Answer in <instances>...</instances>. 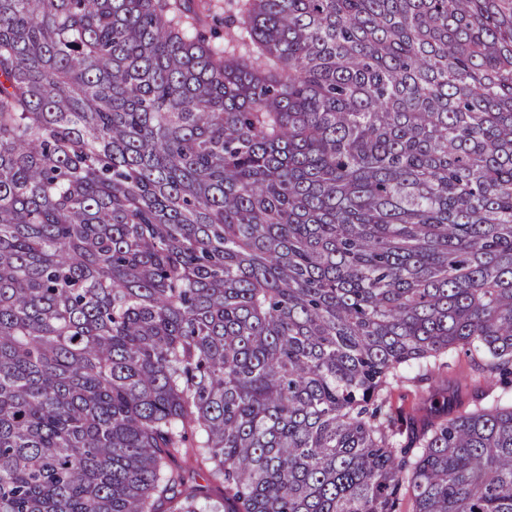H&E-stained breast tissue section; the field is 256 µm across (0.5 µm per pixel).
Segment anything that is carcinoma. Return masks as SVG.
<instances>
[{
  "mask_svg": "<svg viewBox=\"0 0 512 512\" xmlns=\"http://www.w3.org/2000/svg\"><path fill=\"white\" fill-rule=\"evenodd\" d=\"M209 11L0 0V512H512V0ZM448 367L444 369L442 375V381L440 382L441 389H447L448 380L453 381L460 374H469L473 377H477L481 372L480 360H471L462 354L457 352H451L448 354Z\"/></svg>",
  "mask_w": 512,
  "mask_h": 512,
  "instance_id": "1",
  "label": "carcinoma"
}]
</instances>
